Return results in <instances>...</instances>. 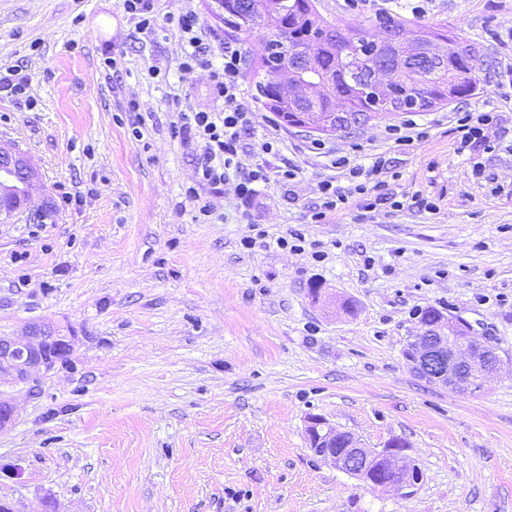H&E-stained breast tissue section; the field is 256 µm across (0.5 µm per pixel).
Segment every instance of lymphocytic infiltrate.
I'll list each match as a JSON object with an SVG mask.
<instances>
[{
  "instance_id": "f902f5d3",
  "label": "lymphocytic infiltrate",
  "mask_w": 512,
  "mask_h": 512,
  "mask_svg": "<svg viewBox=\"0 0 512 512\" xmlns=\"http://www.w3.org/2000/svg\"><path fill=\"white\" fill-rule=\"evenodd\" d=\"M167 20L184 35L181 69L190 72L209 67L210 62L203 49L202 31L195 15L189 12L172 13ZM242 65L240 48L236 44L225 43L224 64L213 71L210 84L212 98L224 104L223 113L205 110L181 112L172 123L175 131L193 130L204 142L205 159L197 171L194 184L185 190L187 197L196 202L200 214L204 216L209 213V205L202 200L200 188L231 181L235 184L236 194L243 198L254 193L256 183L267 179L261 164L250 167L245 164L244 137L253 127L254 114L243 102ZM384 167L385 162L380 159L368 168H351L349 174L352 183L344 191L336 188L332 181H324L320 187V201L311 212L312 222L321 223L354 196L365 201L370 208L383 204L385 197L378 194L376 188L378 176Z\"/></svg>"
}]
</instances>
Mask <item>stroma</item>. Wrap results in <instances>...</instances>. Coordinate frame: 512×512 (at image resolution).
I'll return each instance as SVG.
<instances>
[{
  "mask_svg": "<svg viewBox=\"0 0 512 512\" xmlns=\"http://www.w3.org/2000/svg\"><path fill=\"white\" fill-rule=\"evenodd\" d=\"M153 4L147 33L120 0H0V71L28 79L24 95H0V148L39 172L29 209L55 205L40 224L0 223V333L48 319L80 336L33 390L0 388L18 414L0 434V492L19 512L48 499L57 512H512V0H436L418 18L492 59L478 95L319 138L256 99L262 34L228 32L210 0ZM317 6L374 35L381 16H410L400 0ZM186 11L214 64L225 43L243 53L247 148L275 141L256 193L205 187V217L184 193L202 148L172 123L222 106L210 69L180 68L184 37L166 15ZM463 111L490 115L491 150L461 146ZM409 119L430 135L397 145L389 129ZM342 156L384 159L393 202L353 197L312 223L322 182L351 184ZM429 308L498 350L482 394L407 367ZM313 414L369 448L402 439L423 481L408 498L364 488L310 451Z\"/></svg>",
  "mask_w": 512,
  "mask_h": 512,
  "instance_id": "1",
  "label": "stroma"
}]
</instances>
